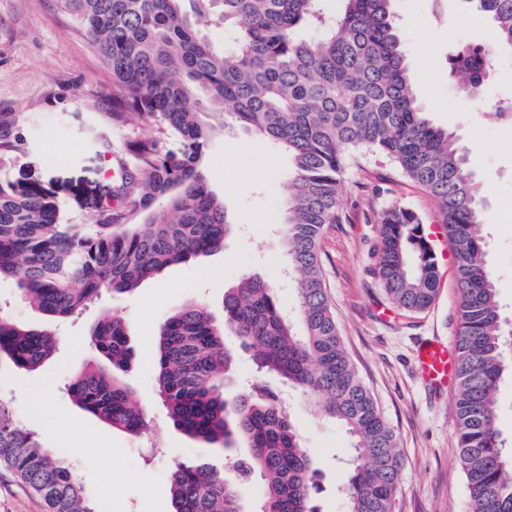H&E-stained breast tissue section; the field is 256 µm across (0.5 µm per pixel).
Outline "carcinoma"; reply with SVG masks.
I'll list each match as a JSON object with an SVG mask.
<instances>
[{
    "label": "carcinoma",
    "instance_id": "1",
    "mask_svg": "<svg viewBox=\"0 0 512 512\" xmlns=\"http://www.w3.org/2000/svg\"><path fill=\"white\" fill-rule=\"evenodd\" d=\"M112 74V120L156 128L130 137L117 160L112 193L91 224H68L40 186L0 179V279L51 319H67L106 293L125 294L163 269L224 248L236 225L199 168L210 130L190 107L204 98L241 128L288 151L282 224L288 265L298 273L295 314L274 285L246 276L224 294V318L202 302L168 316L154 341L157 386L173 427L210 447L240 442L232 475L205 463L172 470V512H244L240 477H257L260 512H320L318 472L278 393L256 383L229 396L231 331L254 349L258 373L288 381L308 407L351 441L339 486L344 512H396L402 466L380 414L340 336L324 286L319 245L343 219L348 168L366 154L396 166L434 201L457 270L454 390L457 465L475 512H512V448L499 430L497 393L512 377L497 275L481 235V202L454 134L419 105L392 12V0H56ZM465 17L488 20L493 42L465 45L449 58L466 95L476 96L495 51L512 49V0H463ZM224 25L229 46L198 23ZM20 117L0 121V157L24 148ZM144 222L124 224L125 213ZM373 273L399 308L423 311L440 286L436 254L421 217L385 210ZM109 366L88 363L71 378L74 403L115 429L150 427L124 374L135 359L124 318L106 311L90 333ZM55 335L0 318V355L33 371ZM0 465L10 468L49 512H98L69 464L16 422L0 403Z\"/></svg>",
    "mask_w": 512,
    "mask_h": 512
}]
</instances>
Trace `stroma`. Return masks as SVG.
<instances>
[{
  "label": "stroma",
  "instance_id": "obj_1",
  "mask_svg": "<svg viewBox=\"0 0 512 512\" xmlns=\"http://www.w3.org/2000/svg\"><path fill=\"white\" fill-rule=\"evenodd\" d=\"M393 12L424 111L467 151L483 200L499 298L512 322V128L493 117L503 100L512 98V52L496 53L477 99H469L449 76L448 58L459 45L488 43L489 23L463 20L461 0H393ZM198 109L210 128L200 167L238 227L223 250L165 268L134 294L104 297L65 320L32 308L16 280H0V317L60 339L55 354L37 370L0 359V401L71 465L98 512H171L169 473L177 463L202 460L227 469L245 453L241 447L232 456L212 451L170 425L157 390L153 350L163 320L195 300L223 317L225 291L246 274L276 283L283 306L296 301L282 278L288 262L281 232L291 167L287 153L225 124L223 113L211 111L206 101H199ZM111 111L110 71L55 0H0V113L23 116L18 131L27 141L25 152L0 160V177L40 184L59 201L66 220L88 223L112 187L105 167L116 161L129 133L113 127ZM391 205L416 212L432 233L442 282L435 302L420 312L393 309L373 275L379 216ZM342 209L343 222L328 225L320 241L323 279L350 357L397 438L402 481L396 512H475L456 463L454 389L425 386L414 361L420 340L455 339L456 265L447 241L435 232V205L394 166L366 156L346 174ZM107 307L118 311L131 331L136 358L125 380L163 431L162 448L139 449L138 437L97 420L68 394L72 376L96 356L89 332ZM267 382L280 392L313 453L321 472L322 512H343L336 486L350 450L348 436L278 378ZM0 512H47V506L2 466Z\"/></svg>",
  "mask_w": 512,
  "mask_h": 512
}]
</instances>
